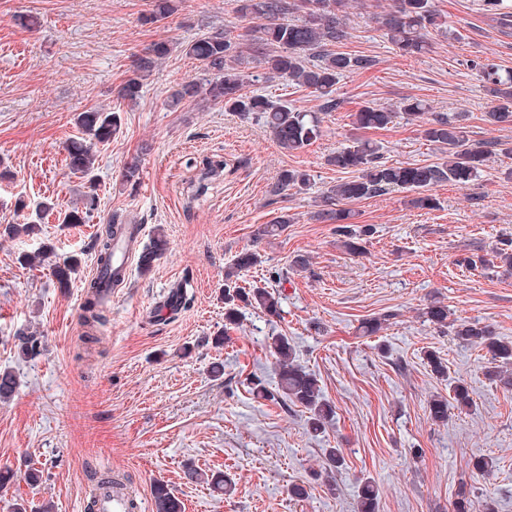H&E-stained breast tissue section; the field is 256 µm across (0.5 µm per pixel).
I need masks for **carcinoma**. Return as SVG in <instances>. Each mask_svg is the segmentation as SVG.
<instances>
[{"mask_svg": "<svg viewBox=\"0 0 512 512\" xmlns=\"http://www.w3.org/2000/svg\"><path fill=\"white\" fill-rule=\"evenodd\" d=\"M235 11L240 16L260 21L261 36L249 44V49L259 57L263 75L268 79H282L290 85L304 88L323 98L321 111L334 112L341 101L333 98L334 86L348 74L367 71L375 60L365 55H355L342 50L352 37L347 9L349 0H234ZM391 9L381 17V26L390 42L404 55L424 52L428 28L438 25L440 14L433 0H392ZM175 11L174 0H154L152 20L158 22ZM240 48L234 28L200 36L187 43L184 51L198 62L205 75L201 82L179 85L170 95L171 102L203 99L221 104L226 112L242 116L254 115L269 130L277 146L286 153L301 150L317 140L322 133V118L315 112H303L273 101L251 90L250 75L231 65L235 52ZM169 53L168 44L157 42L139 56L137 74L126 80L118 96L129 102L141 96L142 74L151 72L157 60ZM483 82L488 97L485 120L495 126H512V75L501 73L493 64L472 62ZM403 113L421 127L426 141L439 146L441 157L431 164L407 163L399 166L381 161L379 146L368 139L355 138L327 158L329 165L354 176L336 183L322 193L320 209L315 220L336 225V235L342 238L347 252L358 254L363 250V237L371 229L354 228L350 212L339 207L343 201L352 202L379 196L393 189L416 194L411 204L433 207L436 199L429 195L434 187L454 183L468 187L478 179L487 163L498 157H512V143L474 139L458 118L445 113L432 112L424 101L405 98L398 105L367 103L353 113L352 124L357 130H381L393 123L396 114ZM75 123L84 138L73 140L67 146L70 168L85 180L87 200H93L96 190L94 175V148L106 144L120 131L119 112L101 107H91L75 116ZM311 184L305 170L284 169L280 172L276 191L296 189L305 191ZM292 218L284 214L271 224H260L253 230L255 240L276 236ZM128 224L121 216H111L105 232L95 242L97 261L106 269L112 264L114 243L123 237ZM166 236L157 233L152 243L138 256V266L144 273L153 269L155 262L167 251ZM262 263L261 255L253 249L241 251L235 262L224 270V330L240 323L239 304L244 303L272 318L281 317L278 296L267 288L237 286L239 273ZM81 265V258L69 256L54 267V276L62 288L69 287L72 275ZM120 280L109 282L90 280L82 306L81 322L92 329L103 320L105 298L103 288L111 289ZM425 318L437 328H452L453 335L463 344L480 346L491 357V366L485 376L506 393H512V341L498 338L489 324L461 321L448 324V306L433 300L424 308ZM21 354L32 357L39 352L40 338L32 333H20ZM271 353L277 366V390L265 389L257 393L268 400L290 401L306 410L310 430L321 432L333 419L335 409L327 401L316 374L307 370L297 359L294 345L288 337L272 338ZM17 389L15 375L0 371V400L12 397ZM472 407L469 389L462 383L453 386V397L436 395L428 401L429 417L436 423L446 424L450 408ZM380 490L375 481L366 477L357 490V512H378ZM155 512H183L182 502L168 486L158 482L153 487Z\"/></svg>", "mask_w": 512, "mask_h": 512, "instance_id": "cac0c4a2", "label": "carcinoma"}]
</instances>
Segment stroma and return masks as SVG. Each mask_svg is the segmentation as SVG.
Returning <instances> with one entry per match:
<instances>
[{
  "mask_svg": "<svg viewBox=\"0 0 512 512\" xmlns=\"http://www.w3.org/2000/svg\"><path fill=\"white\" fill-rule=\"evenodd\" d=\"M167 19H150L152 0H0V231L31 221L38 203L55 209L37 236L0 242V370L18 381L15 395L0 401V469L14 480L0 491V512H86L89 471L125 470L138 493L151 497L164 482L184 512H357L356 486L369 477L381 489L379 512H452L467 487L475 512L484 501L512 512V395L484 376L485 349L459 343L452 332L425 321L422 310L442 300L456 317L493 325L512 339V274L463 267L465 258L493 259L512 237V179L492 162L467 188L435 187L434 208L411 205L402 190L350 202L356 225L370 226L360 254L348 253L335 225L312 218L328 187L344 180L326 163L358 132L351 116L368 102L424 100L432 111L462 112L477 139L512 142V127L486 122L487 96L471 61L512 72V28H503L483 0H435L446 29L426 35L416 57L396 53L375 8L355 7L345 51L376 60L364 73L340 79L342 105L324 114L323 133L304 149L282 152L255 119L197 99L171 107L178 84L200 77L185 45L204 34L236 27L256 38L258 22L241 20L232 0H175ZM170 52L143 80L137 103L118 105L117 91L134 75V60L153 43ZM238 69L255 74L251 88L301 111H318L308 90L274 79L250 52ZM120 106L122 125L112 141L95 149L97 190L88 223L58 221L79 201L83 180L72 173L66 146L80 137L76 113ZM384 161L430 164L440 152L419 128L398 116L387 129L368 131ZM141 159L137 185L125 184L124 164ZM226 164L198 201H188L191 181L205 160ZM312 176L309 190L275 192L282 169ZM25 208H18V201ZM143 227L142 245L163 229L168 251L150 273L132 268L113 289L105 324L91 348L80 342L85 282L96 268L94 240L111 215ZM289 214L278 236L254 242L257 225ZM54 247L51 260L20 265V253L40 243ZM256 248L260 266L247 281L277 289L282 318L242 309L239 327H224V269L245 248ZM81 253L82 267L69 287H58L53 264ZM308 268L294 267L296 255ZM188 283L192 297L177 314L162 315L175 287ZM381 317L373 336L362 322ZM41 338L37 356L18 355L20 331ZM225 331L223 346L214 336ZM288 336L299 360L314 372L336 415L324 432L307 425L304 409L255 396V380L277 386L273 335ZM436 351L447 377L431 371L423 353ZM220 362L224 375L213 378ZM463 382L471 409L452 410L447 424L426 410L431 396H451ZM342 449L345 466L324 473L326 448ZM492 458L493 473L472 463ZM193 466L220 472L232 494L203 482L185 483ZM41 470L28 485V469ZM300 483L307 498L289 496Z\"/></svg>",
  "mask_w": 512,
  "mask_h": 512,
  "instance_id": "stroma-1",
  "label": "stroma"
}]
</instances>
